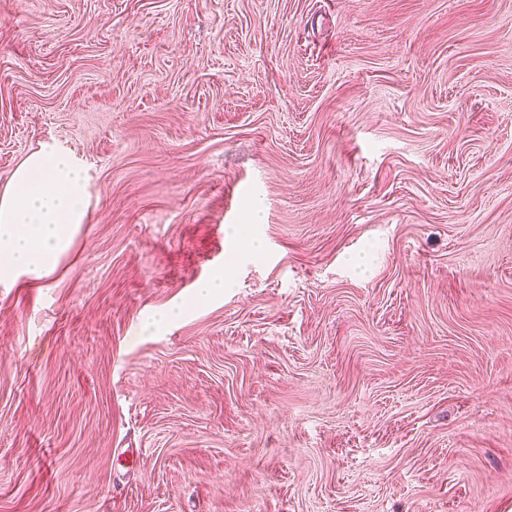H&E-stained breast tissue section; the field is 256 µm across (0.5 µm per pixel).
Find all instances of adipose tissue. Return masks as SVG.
<instances>
[{"instance_id":"adipose-tissue-1","label":"adipose tissue","mask_w":512,"mask_h":512,"mask_svg":"<svg viewBox=\"0 0 512 512\" xmlns=\"http://www.w3.org/2000/svg\"><path fill=\"white\" fill-rule=\"evenodd\" d=\"M88 208L86 175L71 153L47 145L29 155L0 193V284L49 274Z\"/></svg>"}]
</instances>
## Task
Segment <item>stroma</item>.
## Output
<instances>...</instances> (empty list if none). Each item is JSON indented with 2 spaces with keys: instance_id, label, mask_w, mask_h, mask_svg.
Listing matches in <instances>:
<instances>
[{
  "instance_id": "1",
  "label": "stroma",
  "mask_w": 512,
  "mask_h": 512,
  "mask_svg": "<svg viewBox=\"0 0 512 512\" xmlns=\"http://www.w3.org/2000/svg\"><path fill=\"white\" fill-rule=\"evenodd\" d=\"M47 143L0 512H512V0H0V190ZM88 208L86 175L71 153L45 145L29 155L0 197V284L49 274Z\"/></svg>"
}]
</instances>
